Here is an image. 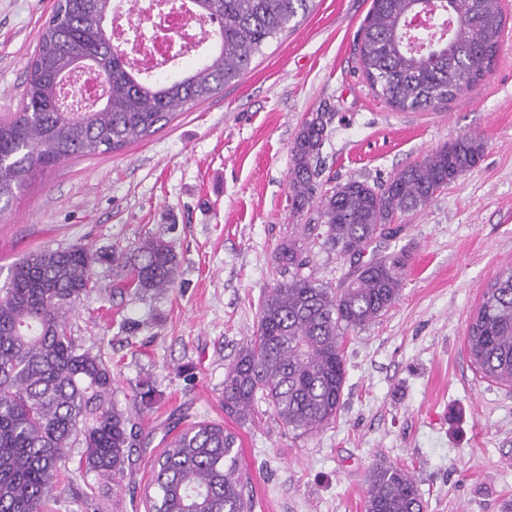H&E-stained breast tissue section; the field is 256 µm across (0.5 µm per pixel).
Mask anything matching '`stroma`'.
I'll return each mask as SVG.
<instances>
[{"mask_svg":"<svg viewBox=\"0 0 512 512\" xmlns=\"http://www.w3.org/2000/svg\"><path fill=\"white\" fill-rule=\"evenodd\" d=\"M55 0H0V116L21 101L26 64ZM497 62L481 85L448 106L395 110L358 69L357 36L371 0H317L270 41L236 83L178 111L147 140L70 158L36 173L0 213V284L20 257L86 244L129 250L149 232L178 254L176 286L158 299L101 288L69 311L73 336L106 353L116 399L133 405L142 380L158 400L141 425L120 489L99 512H146L142 494L169 437L173 412L237 433L251 512H365L371 470L413 475L425 512H512V390L481 379L465 346L482 291L512 266V0ZM333 119L320 190L350 180L385 183L449 140L485 144L475 169L402 214L406 249L399 299L345 339L347 379L335 420L307 435L285 428L265 402L249 420L224 414V366L255 335L259 305L276 283L275 254L296 228L290 148L312 113ZM69 451L56 512H83L95 473Z\"/></svg>","mask_w":512,"mask_h":512,"instance_id":"35a3bbf8","label":"stroma"}]
</instances>
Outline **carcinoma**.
I'll list each match as a JSON object with an SVG mask.
<instances>
[{"mask_svg":"<svg viewBox=\"0 0 512 512\" xmlns=\"http://www.w3.org/2000/svg\"><path fill=\"white\" fill-rule=\"evenodd\" d=\"M123 0H56L42 27L20 108L0 117V202H10L38 171L79 156L117 152L170 123L176 110L203 102L239 81L268 42L308 15L316 0H192L200 19L217 21L216 46L175 78L151 69L112 39L108 24ZM371 0L358 35L360 70L391 107L417 112L445 106L476 89L497 57L505 24L497 0ZM84 54L107 85L87 112L61 101L63 77ZM332 120H306L290 149L293 215L300 237L277 248V282L259 307L256 335L224 370V413L249 417L265 401L280 422L306 434L336 416L346 380L344 338L383 315L399 298L405 249L362 260L396 215L428 203L473 170L484 143L461 136L380 186L350 180L317 195L318 163ZM357 259L348 281L333 289L309 272L308 241ZM112 264V290L141 297L172 288L179 267L171 243L148 234L130 252L99 254L86 244L23 256L0 287V512H48L57 477L74 444L79 465L120 487L132 450L150 444L138 418L156 403L147 383L134 410L115 401L105 354L68 334L65 311L93 292L94 266ZM480 377L512 389V266L487 284L465 336ZM237 435L216 422H189L156 458L144 491L149 512H251L240 473ZM366 512H424L410 473L391 465L369 477Z\"/></svg>","mask_w":512,"mask_h":512,"instance_id":"obj_1","label":"carcinoma"}]
</instances>
